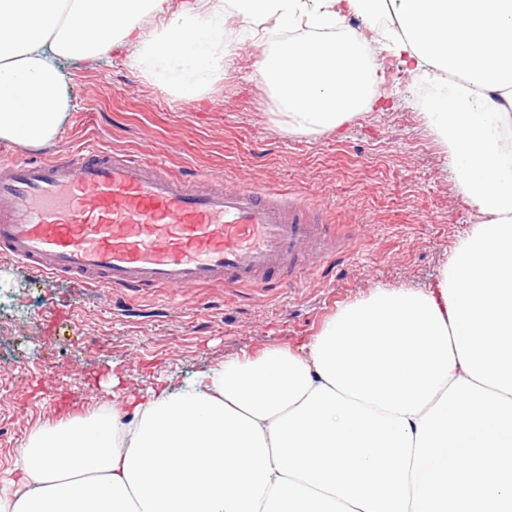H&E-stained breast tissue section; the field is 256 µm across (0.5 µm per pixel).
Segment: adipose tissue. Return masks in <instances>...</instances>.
I'll use <instances>...</instances> for the list:
<instances>
[{
    "mask_svg": "<svg viewBox=\"0 0 512 512\" xmlns=\"http://www.w3.org/2000/svg\"><path fill=\"white\" fill-rule=\"evenodd\" d=\"M330 29L389 17L475 219L429 288H381L318 336L235 355L34 432L0 512H512V0H0V141L44 146L66 60L132 48L181 96L224 76V12ZM166 22L144 33L139 20ZM291 131L339 128L382 78L355 31L257 64Z\"/></svg>",
    "mask_w": 512,
    "mask_h": 512,
    "instance_id": "1",
    "label": "adipose tissue"
}]
</instances>
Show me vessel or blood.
I'll return each mask as SVG.
<instances>
[{
	"label": "vessel or blood",
	"mask_w": 512,
	"mask_h": 512,
	"mask_svg": "<svg viewBox=\"0 0 512 512\" xmlns=\"http://www.w3.org/2000/svg\"><path fill=\"white\" fill-rule=\"evenodd\" d=\"M346 242L302 193L186 181L161 157L95 144L0 159V255L43 282L137 293L273 288Z\"/></svg>",
	"instance_id": "obj_1"
}]
</instances>
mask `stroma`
Segmentation results:
<instances>
[{"mask_svg":"<svg viewBox=\"0 0 512 512\" xmlns=\"http://www.w3.org/2000/svg\"><path fill=\"white\" fill-rule=\"evenodd\" d=\"M383 72L376 105L323 133L288 129L257 64L287 33L250 35L228 16L231 57L222 81L193 99L146 80L127 54L64 64L69 107L53 145L161 153L173 169L224 184L303 191L323 221L350 238L347 252L279 287L175 289L125 295L59 281L35 283L0 258V476L35 430L97 411L112 377L136 394L180 388L243 353L292 347L338 310L380 288H426L469 229L475 209L458 191L446 154L427 129L424 81L358 14Z\"/></svg>","mask_w":512,"mask_h":512,"instance_id":"obj_1","label":"stroma"}]
</instances>
